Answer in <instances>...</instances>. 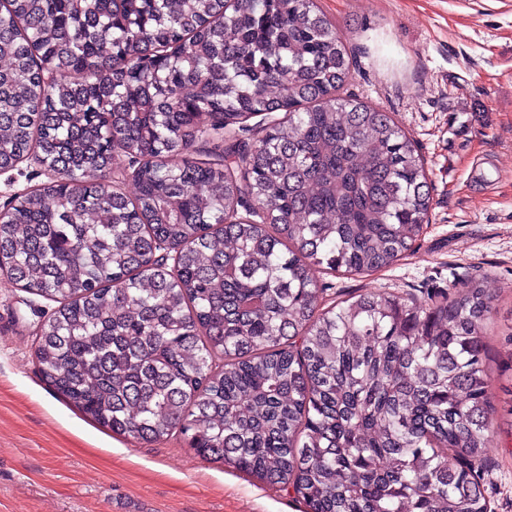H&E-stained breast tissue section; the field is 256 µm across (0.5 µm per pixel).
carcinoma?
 <instances>
[{"label": "carcinoma", "instance_id": "1", "mask_svg": "<svg viewBox=\"0 0 512 512\" xmlns=\"http://www.w3.org/2000/svg\"><path fill=\"white\" fill-rule=\"evenodd\" d=\"M350 72L316 0H0V172L48 175L0 217V275L58 303L37 372L114 434L177 433L306 512H487L486 289L326 307L312 274L395 264L432 202Z\"/></svg>", "mask_w": 512, "mask_h": 512}]
</instances>
